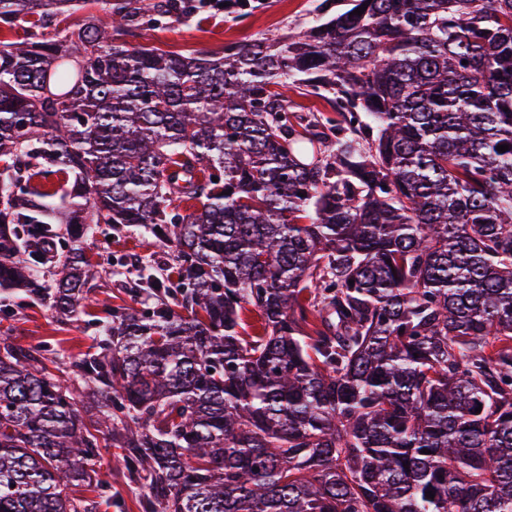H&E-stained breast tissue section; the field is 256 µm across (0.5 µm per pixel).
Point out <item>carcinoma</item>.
Listing matches in <instances>:
<instances>
[{"instance_id":"1","label":"carcinoma","mask_w":512,"mask_h":512,"mask_svg":"<svg viewBox=\"0 0 512 512\" xmlns=\"http://www.w3.org/2000/svg\"><path fill=\"white\" fill-rule=\"evenodd\" d=\"M88 3L0 0L33 28L0 43V313L86 308L101 224L186 287L149 275L68 372L0 337V512H95L103 446L146 512H512V0H336L211 58L126 41L205 0Z\"/></svg>"}]
</instances>
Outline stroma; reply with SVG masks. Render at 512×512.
Segmentation results:
<instances>
[{"label":"stroma","mask_w":512,"mask_h":512,"mask_svg":"<svg viewBox=\"0 0 512 512\" xmlns=\"http://www.w3.org/2000/svg\"><path fill=\"white\" fill-rule=\"evenodd\" d=\"M324 2L261 0L258 8L242 18L214 6L188 21L174 22L164 29H143L137 41L166 51L220 56L225 47L233 43L305 31ZM85 251L93 262L103 266L121 262L122 273L103 276L78 319L60 324L54 312L42 304L33 303L15 310L9 319L1 321L0 335L11 336L15 343L23 346L51 343L58 362L70 363L91 345L94 316L102 314L106 308L130 303L128 288L139 283L147 270L165 269L173 263L171 247L140 227L101 225L93 239L86 242ZM100 463L102 472L107 473L111 482L113 496L125 503L124 512H144L142 501L146 488L116 463L113 449H101Z\"/></svg>","instance_id":"1"}]
</instances>
